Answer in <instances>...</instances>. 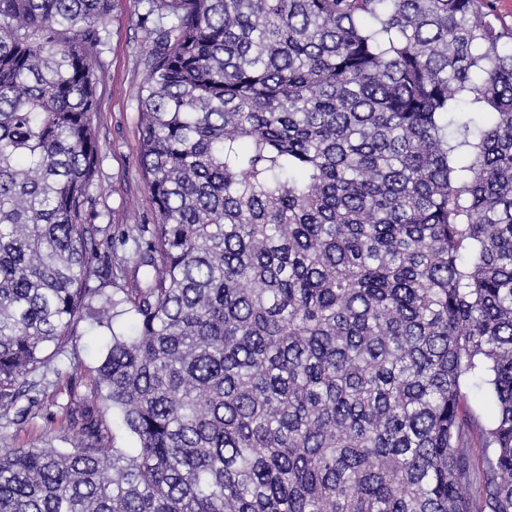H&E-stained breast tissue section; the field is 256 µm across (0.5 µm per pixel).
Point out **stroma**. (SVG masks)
Here are the masks:
<instances>
[{"label":"stroma","instance_id":"obj_1","mask_svg":"<svg viewBox=\"0 0 512 512\" xmlns=\"http://www.w3.org/2000/svg\"><path fill=\"white\" fill-rule=\"evenodd\" d=\"M137 13L136 0H117L108 20L110 38L101 58L107 78L99 87L101 109L93 118L101 145L99 208L120 229L152 220L150 197L138 165V91L145 78L140 57L146 32L137 23ZM110 334L84 330L70 344L69 354L81 362L85 376H92L105 356ZM55 412V406L49 405L41 417L23 428L0 430V448H64V441L46 433L47 419Z\"/></svg>","mask_w":512,"mask_h":512}]
</instances>
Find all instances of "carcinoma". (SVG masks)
I'll use <instances>...</instances> for the list:
<instances>
[{
    "instance_id": "obj_1",
    "label": "carcinoma",
    "mask_w": 512,
    "mask_h": 512,
    "mask_svg": "<svg viewBox=\"0 0 512 512\" xmlns=\"http://www.w3.org/2000/svg\"><path fill=\"white\" fill-rule=\"evenodd\" d=\"M114 2L0 0V420L51 401L70 444L0 448V512H512L491 0H138L154 211L117 232L93 124ZM118 239L116 298L91 282ZM87 321L112 336L90 395L135 448H106L58 364Z\"/></svg>"
}]
</instances>
